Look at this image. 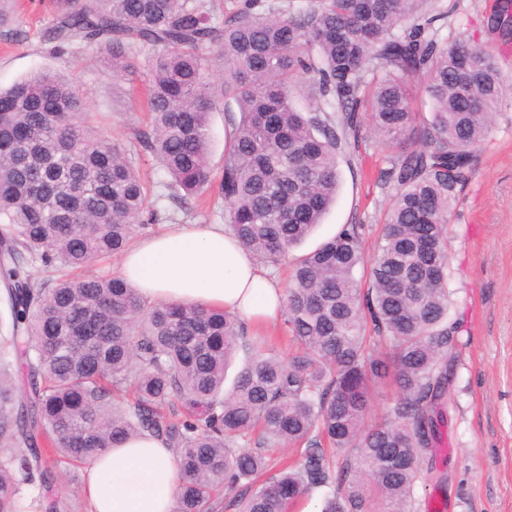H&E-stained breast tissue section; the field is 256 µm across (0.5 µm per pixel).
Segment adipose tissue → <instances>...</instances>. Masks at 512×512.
Wrapping results in <instances>:
<instances>
[{
    "instance_id": "1",
    "label": "adipose tissue",
    "mask_w": 512,
    "mask_h": 512,
    "mask_svg": "<svg viewBox=\"0 0 512 512\" xmlns=\"http://www.w3.org/2000/svg\"><path fill=\"white\" fill-rule=\"evenodd\" d=\"M120 275L148 301L203 302L251 325L275 324L283 290L221 224H168L136 240ZM181 472L157 437L128 439L88 464L83 495L88 512H172Z\"/></svg>"
}]
</instances>
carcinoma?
I'll list each match as a JSON object with an SVG mask.
<instances>
[{
    "mask_svg": "<svg viewBox=\"0 0 512 512\" xmlns=\"http://www.w3.org/2000/svg\"><path fill=\"white\" fill-rule=\"evenodd\" d=\"M427 2L266 10L243 0L219 18L210 0H54L46 40L61 61L96 46L118 77L151 51V126L129 146L99 134L60 69L0 88V285L11 318L0 335V512H72L53 495L60 467L144 434L179 459L174 512H293L314 490L321 512H410L417 486L445 485L434 461L459 329L448 318V222L512 83L482 44L439 38L447 12ZM370 66L380 76L368 96ZM414 81L431 103L423 120ZM301 92L315 103L305 112ZM220 102L240 114L218 185L224 222L269 265L291 261L288 360L202 303L149 302L119 276L33 277L37 263L118 255L159 220L142 157L189 214L212 189L209 120ZM365 124L394 152L380 179L395 195L363 289L364 225L291 253L335 201L339 160ZM241 350L249 356L227 386ZM383 383L400 396L370 422ZM271 444L294 450L291 463L275 468L263 453ZM221 486L236 491L226 503Z\"/></svg>",
    "mask_w": 512,
    "mask_h": 512,
    "instance_id": "obj_1",
    "label": "carcinoma"
}]
</instances>
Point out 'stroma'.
Returning a JSON list of instances; mask_svg holds the SVG:
<instances>
[{"label":"stroma","mask_w":512,"mask_h":512,"mask_svg":"<svg viewBox=\"0 0 512 512\" xmlns=\"http://www.w3.org/2000/svg\"><path fill=\"white\" fill-rule=\"evenodd\" d=\"M442 39L475 35L512 81V33L494 24L500 0H443ZM12 39L0 37V87L40 70L66 68L83 91L89 112L101 114L104 135L127 141L146 129L143 57L136 69L112 78L104 54L84 48L69 65L44 40L54 20L52 0H15ZM390 153L368 133L339 165L334 206L312 236L319 243L344 224L365 227L364 255L373 258L395 190L380 172ZM450 315L463 328L449 347L455 380L448 402L447 447L440 462L447 477L443 512H512V96L501 99L476 170L458 194L448 225Z\"/></svg>","instance_id":"obj_1"}]
</instances>
